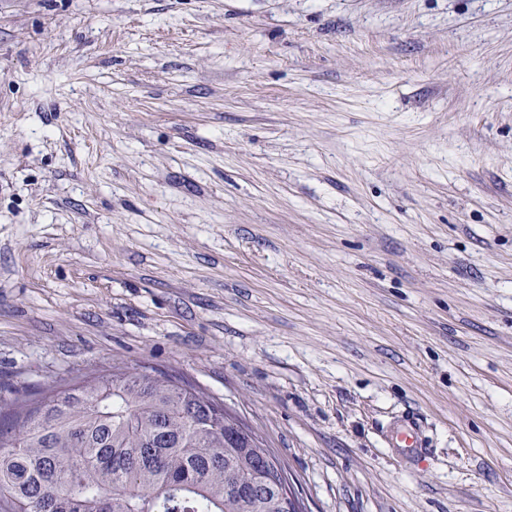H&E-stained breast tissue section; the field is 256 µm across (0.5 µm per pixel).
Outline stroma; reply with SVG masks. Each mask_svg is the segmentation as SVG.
<instances>
[{"instance_id":"35a3bbf8","label":"stroma","mask_w":512,"mask_h":512,"mask_svg":"<svg viewBox=\"0 0 512 512\" xmlns=\"http://www.w3.org/2000/svg\"><path fill=\"white\" fill-rule=\"evenodd\" d=\"M115 366L307 512H512V0H0V408Z\"/></svg>"}]
</instances>
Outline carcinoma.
Masks as SVG:
<instances>
[{
  "label": "carcinoma",
  "mask_w": 512,
  "mask_h": 512,
  "mask_svg": "<svg viewBox=\"0 0 512 512\" xmlns=\"http://www.w3.org/2000/svg\"><path fill=\"white\" fill-rule=\"evenodd\" d=\"M183 377L103 370L0 411V512H278L285 471Z\"/></svg>",
  "instance_id": "1"
}]
</instances>
